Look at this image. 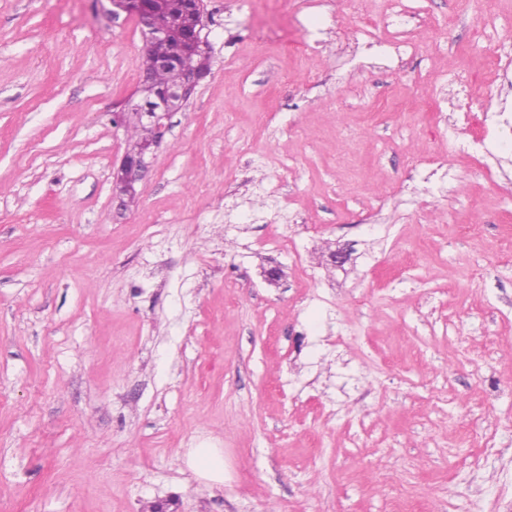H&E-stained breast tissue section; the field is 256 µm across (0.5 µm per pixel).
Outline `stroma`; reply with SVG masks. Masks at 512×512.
Listing matches in <instances>:
<instances>
[{
    "label": "stroma",
    "mask_w": 512,
    "mask_h": 512,
    "mask_svg": "<svg viewBox=\"0 0 512 512\" xmlns=\"http://www.w3.org/2000/svg\"><path fill=\"white\" fill-rule=\"evenodd\" d=\"M401 3L403 70L340 77L385 0H205L122 209L136 19L0 0V512H512V133L473 162L444 109L512 107V0ZM209 68L189 71L181 84L173 87H157L147 75L142 77L139 85V98L131 101L127 107L133 112L113 113L116 125H125L131 117L141 120L131 127V139L134 148L152 140L135 152H126L120 164L112 171V195L118 199L120 207H126L132 195L138 194V185L149 172V158L165 140L170 130V118L174 112L181 111L195 93L207 75ZM146 122V123H143ZM195 469L208 477L219 479L224 476V460L215 455L211 448H197L193 453Z\"/></svg>",
    "instance_id": "stroma-1"
}]
</instances>
